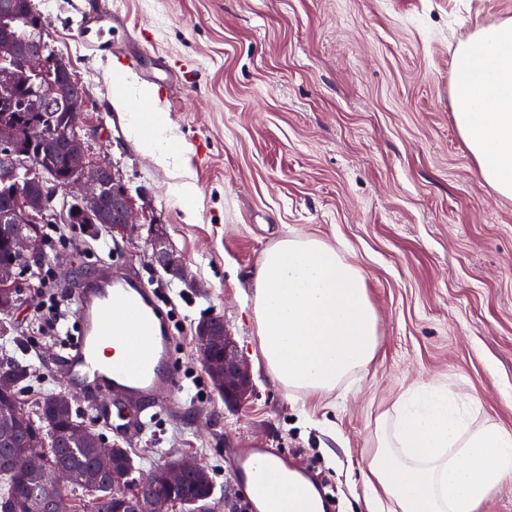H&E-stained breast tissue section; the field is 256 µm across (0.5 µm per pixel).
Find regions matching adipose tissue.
<instances>
[{
  "label": "adipose tissue",
  "mask_w": 512,
  "mask_h": 512,
  "mask_svg": "<svg viewBox=\"0 0 512 512\" xmlns=\"http://www.w3.org/2000/svg\"><path fill=\"white\" fill-rule=\"evenodd\" d=\"M455 121L483 180L512 198V18L478 28L454 53ZM145 153L176 155L161 112L129 114ZM252 312L258 349L271 376L288 390L332 392L367 368L377 348L376 313L359 266L314 237L289 236L262 256ZM377 449L363 476L369 512H477L512 477V433L471 427L450 396L417 392L391 425H378ZM270 512H323L313 486L293 475L248 485Z\"/></svg>",
  "instance_id": "1"
}]
</instances>
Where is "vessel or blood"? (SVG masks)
<instances>
[{
  "instance_id": "vessel-or-blood-1",
  "label": "vessel or blood",
  "mask_w": 512,
  "mask_h": 512,
  "mask_svg": "<svg viewBox=\"0 0 512 512\" xmlns=\"http://www.w3.org/2000/svg\"><path fill=\"white\" fill-rule=\"evenodd\" d=\"M71 301L79 336L66 363L74 389L91 403L103 390L131 396L133 422L140 429L154 411L182 405L175 338L151 288L138 279L116 277L111 268L100 265ZM268 455L265 448L233 449L236 482L254 480Z\"/></svg>"
}]
</instances>
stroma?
Segmentation results:
<instances>
[{"label": "stroma", "mask_w": 512, "mask_h": 512, "mask_svg": "<svg viewBox=\"0 0 512 512\" xmlns=\"http://www.w3.org/2000/svg\"><path fill=\"white\" fill-rule=\"evenodd\" d=\"M88 0H34L46 39L83 83L78 125L93 156L106 157L129 188L140 224L128 236L65 225L46 240L45 270L84 287L95 261L163 282L173 293L185 407L126 426L130 401L80 415L126 448L136 468L187 454L214 482L208 512H246L245 486L229 450L248 444L293 456L333 498L332 512H367L362 474L375 431L397 402L422 390L454 395L476 424L512 432V199L482 180L452 116L453 56L480 26L512 17V0H112L129 34L112 51H90ZM180 65L168 93L121 61ZM148 88L165 112L178 157L144 153L128 110L112 105V77ZM190 181L187 204L172 194ZM309 236L345 246L365 273L377 315L373 362L335 392L299 395L256 362L253 275L279 239ZM163 238L192 284L151 262ZM111 251H103V241ZM21 332L0 334V357L34 375L24 396L70 392L67 336L46 337L35 311L60 303L22 278ZM221 316L252 374L238 409L225 407L200 360L199 321Z\"/></svg>", "instance_id": "obj_1"}]
</instances>
